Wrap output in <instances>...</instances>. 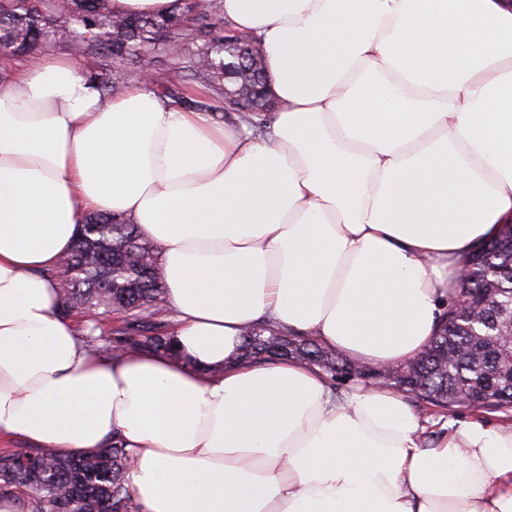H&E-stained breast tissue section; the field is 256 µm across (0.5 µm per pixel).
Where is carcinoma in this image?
I'll return each mask as SVG.
<instances>
[{
  "label": "carcinoma",
  "instance_id": "obj_1",
  "mask_svg": "<svg viewBox=\"0 0 512 512\" xmlns=\"http://www.w3.org/2000/svg\"><path fill=\"white\" fill-rule=\"evenodd\" d=\"M222 0H184L180 12L128 15L112 12V0H0V55L38 58L47 44L69 45L84 35L85 55L109 54L117 62L158 47L176 49L184 61L177 86L166 75L153 83L160 99L196 112H235L240 122L262 131L252 100L230 105L224 88L254 86L267 73L265 58L227 40ZM91 77L110 96L127 84L115 74ZM160 247L141 236L138 225L95 213L71 251L50 273L62 283L61 313H83L80 333L98 354L174 352L169 304L158 274ZM468 278L448 304L430 345L413 359L387 369L384 382L423 407L512 409V224L461 261ZM277 357L317 366L336 377L378 371L308 336L262 320L244 335L241 359L259 363ZM133 450L114 441L78 457L50 448L0 453V498L28 499L31 512H133L127 473Z\"/></svg>",
  "mask_w": 512,
  "mask_h": 512
}]
</instances>
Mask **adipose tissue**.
<instances>
[{
	"mask_svg": "<svg viewBox=\"0 0 512 512\" xmlns=\"http://www.w3.org/2000/svg\"><path fill=\"white\" fill-rule=\"evenodd\" d=\"M223 9L266 55L261 135L51 53L0 82V436L123 439L141 512H512V425L430 447L392 388L237 358L264 319L383 366L431 342L512 221V0ZM92 212L162 243L178 356L91 355L61 314L47 272Z\"/></svg>",
	"mask_w": 512,
	"mask_h": 512,
	"instance_id": "ef3b65f1",
	"label": "adipose tissue"
}]
</instances>
